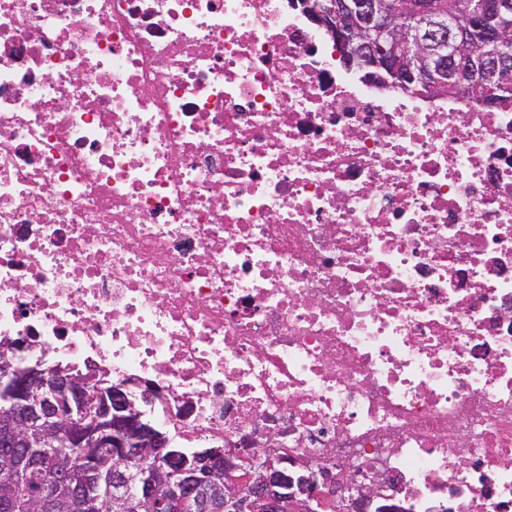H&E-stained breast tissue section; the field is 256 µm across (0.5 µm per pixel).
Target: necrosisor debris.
<instances>
[{"label":"necrosis or debris","mask_w":512,"mask_h":512,"mask_svg":"<svg viewBox=\"0 0 512 512\" xmlns=\"http://www.w3.org/2000/svg\"><path fill=\"white\" fill-rule=\"evenodd\" d=\"M178 448L275 432L512 512V100L374 90L287 0H0V340Z\"/></svg>","instance_id":"1"}]
</instances>
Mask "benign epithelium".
<instances>
[{"label":"benign epithelium","mask_w":512,"mask_h":512,"mask_svg":"<svg viewBox=\"0 0 512 512\" xmlns=\"http://www.w3.org/2000/svg\"><path fill=\"white\" fill-rule=\"evenodd\" d=\"M308 21L334 43L348 70L376 86L445 87L448 65L465 61L469 33L482 34L496 56L508 40L512 0H475L463 13L436 0H293ZM418 20L401 24L400 14ZM27 338L6 339L0 351V461L12 473L39 467L38 449L70 461L80 448L77 494L96 503L112 499L121 512H161L178 502L189 512H402L393 496L378 494L380 473L365 464L345 469L316 463L265 435L266 447L243 440L205 448L192 461L171 448L168 433L143 419L126 386L90 392L91 375L43 359L24 363ZM112 463V485L100 492V465ZM38 509L52 507L49 486L29 495Z\"/></svg>","instance_id":"obj_1"}]
</instances>
